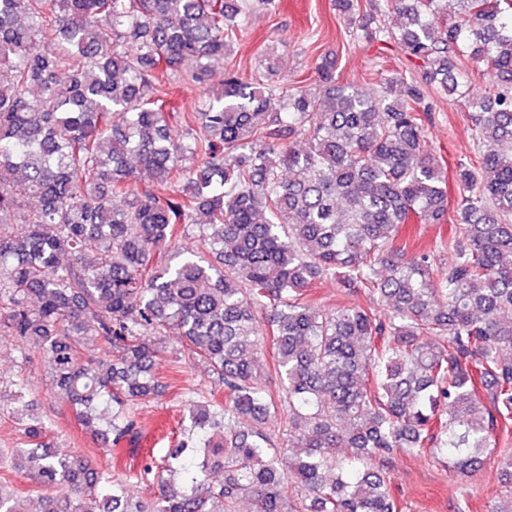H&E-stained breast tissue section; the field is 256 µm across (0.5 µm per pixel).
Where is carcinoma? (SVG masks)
<instances>
[{
	"label": "carcinoma",
	"mask_w": 512,
	"mask_h": 512,
	"mask_svg": "<svg viewBox=\"0 0 512 512\" xmlns=\"http://www.w3.org/2000/svg\"><path fill=\"white\" fill-rule=\"evenodd\" d=\"M272 2L0 0V339L38 348L109 453L138 435L167 337L218 381L133 472L28 427L9 455L44 512H401L387 459L428 449L469 478L512 436V0H386L394 32L336 0L415 70L371 96L333 57L285 95L230 70L178 111L229 58L237 17ZM467 63L493 77L481 99ZM437 88L474 131L453 211L424 141ZM413 217L456 230L414 246ZM328 280L364 302L326 309L312 290ZM132 478L157 494L129 499Z\"/></svg>",
	"instance_id": "1"
}]
</instances>
